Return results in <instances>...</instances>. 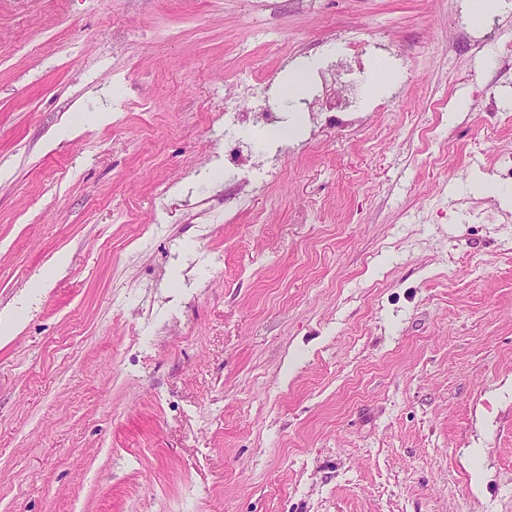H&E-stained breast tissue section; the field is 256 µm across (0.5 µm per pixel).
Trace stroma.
I'll return each instance as SVG.
<instances>
[{"instance_id": "obj_1", "label": "stroma", "mask_w": 512, "mask_h": 512, "mask_svg": "<svg viewBox=\"0 0 512 512\" xmlns=\"http://www.w3.org/2000/svg\"><path fill=\"white\" fill-rule=\"evenodd\" d=\"M494 12L0 0V312L23 321L0 512H512V0ZM352 30L407 71L373 90L363 56L343 128L286 109ZM244 77L264 101L225 102ZM228 105L252 115L242 187Z\"/></svg>"}]
</instances>
